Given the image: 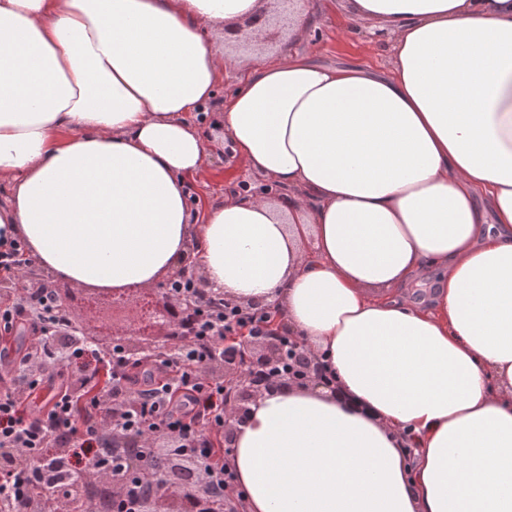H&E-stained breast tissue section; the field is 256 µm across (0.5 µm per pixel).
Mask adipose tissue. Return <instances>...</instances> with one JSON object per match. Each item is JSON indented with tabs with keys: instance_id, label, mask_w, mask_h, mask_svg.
Instances as JSON below:
<instances>
[{
	"instance_id": "obj_1",
	"label": "adipose tissue",
	"mask_w": 512,
	"mask_h": 512,
	"mask_svg": "<svg viewBox=\"0 0 512 512\" xmlns=\"http://www.w3.org/2000/svg\"><path fill=\"white\" fill-rule=\"evenodd\" d=\"M345 8L389 68L243 64L262 0H0V241L117 292L196 267L326 364L251 404L247 512H512V0ZM202 111L276 193L194 212Z\"/></svg>"
}]
</instances>
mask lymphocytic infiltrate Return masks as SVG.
Returning <instances> with one entry per match:
<instances>
[{
    "mask_svg": "<svg viewBox=\"0 0 512 512\" xmlns=\"http://www.w3.org/2000/svg\"><path fill=\"white\" fill-rule=\"evenodd\" d=\"M31 262L25 243L0 242V272L20 284L15 300L0 305V335L26 325L40 341L29 358L0 349V366L14 369L10 384L0 387V512H13L38 484L62 506L70 482L109 483L117 475L122 481L112 495V512H139L147 482L137 462L146 455L150 437L160 434L172 438L175 455L200 464L198 480L218 491L233 485L210 437L224 428L226 388L223 378L209 375L208 365L223 358L225 337L267 335L271 310L239 308L189 278L167 282L168 297H191L195 304L182 318L168 354L133 361L122 341L100 350L71 340L59 295L24 287ZM91 354L103 378L59 386L45 405L31 408L45 381L62 374L66 363ZM116 431L130 441L128 452H111Z\"/></svg>",
    "mask_w": 512,
    "mask_h": 512,
    "instance_id": "f902f5d3",
    "label": "lymphocytic infiltrate"
}]
</instances>
